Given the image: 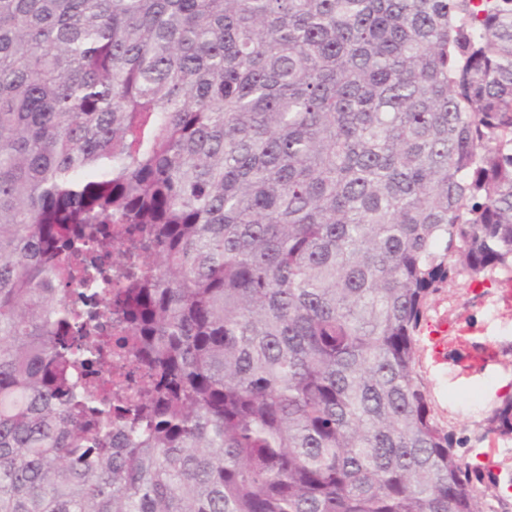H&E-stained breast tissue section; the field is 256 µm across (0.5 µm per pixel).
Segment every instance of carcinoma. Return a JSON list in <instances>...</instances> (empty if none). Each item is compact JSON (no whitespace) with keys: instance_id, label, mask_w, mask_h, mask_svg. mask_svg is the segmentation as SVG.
Instances as JSON below:
<instances>
[{"instance_id":"1","label":"carcinoma","mask_w":512,"mask_h":512,"mask_svg":"<svg viewBox=\"0 0 512 512\" xmlns=\"http://www.w3.org/2000/svg\"><path fill=\"white\" fill-rule=\"evenodd\" d=\"M496 273L512 0H0V512H489L418 342Z\"/></svg>"}]
</instances>
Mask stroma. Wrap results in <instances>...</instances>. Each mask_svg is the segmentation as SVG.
<instances>
[{
	"instance_id": "35a3bbf8",
	"label": "stroma",
	"mask_w": 512,
	"mask_h": 512,
	"mask_svg": "<svg viewBox=\"0 0 512 512\" xmlns=\"http://www.w3.org/2000/svg\"><path fill=\"white\" fill-rule=\"evenodd\" d=\"M447 347L433 354L437 328ZM419 365L437 418L454 429L458 455L486 492L491 512H512V436L488 437V417L512 396V281L504 275L467 281L430 297L419 342Z\"/></svg>"
}]
</instances>
